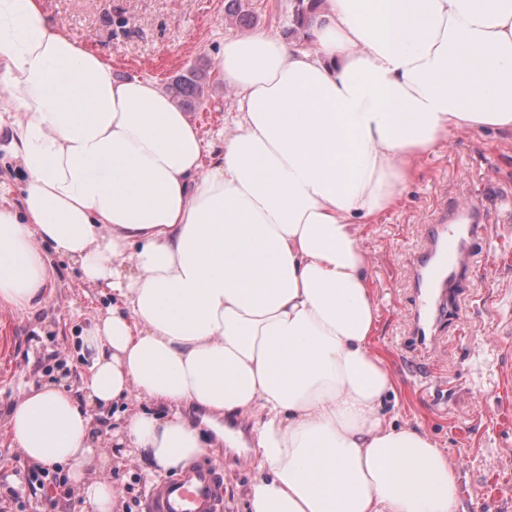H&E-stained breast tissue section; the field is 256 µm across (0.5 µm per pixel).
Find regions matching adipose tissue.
Listing matches in <instances>:
<instances>
[{"label": "adipose tissue", "mask_w": 512, "mask_h": 512, "mask_svg": "<svg viewBox=\"0 0 512 512\" xmlns=\"http://www.w3.org/2000/svg\"><path fill=\"white\" fill-rule=\"evenodd\" d=\"M308 35L224 41L238 104L207 163L157 81L114 77L39 0H0V151L24 183L16 203L0 181V308L44 303L53 252L116 300L78 392L32 386L6 416L85 512L113 508L91 410L132 397L165 410L116 433L151 476L207 448L182 408L252 416L246 512H458L446 449L384 412L359 227L457 131H512V0H320Z\"/></svg>", "instance_id": "obj_1"}]
</instances>
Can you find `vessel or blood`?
<instances>
[{
  "instance_id": "b4317fda",
  "label": "vessel or blood",
  "mask_w": 512,
  "mask_h": 512,
  "mask_svg": "<svg viewBox=\"0 0 512 512\" xmlns=\"http://www.w3.org/2000/svg\"><path fill=\"white\" fill-rule=\"evenodd\" d=\"M487 212L474 199L454 209H440L428 229L422 251L412 264L413 297L408 334L419 352H435L437 331L456 298L450 286L471 257V243L487 228ZM144 512H224V476L217 468L200 463L175 477L153 484Z\"/></svg>"
}]
</instances>
